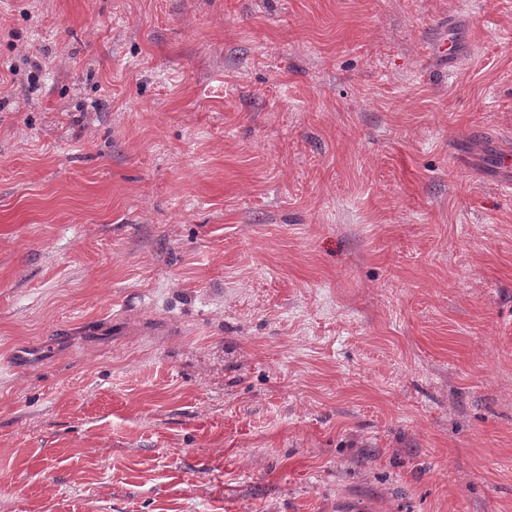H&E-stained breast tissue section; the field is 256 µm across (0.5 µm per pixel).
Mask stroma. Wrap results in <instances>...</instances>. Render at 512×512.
Wrapping results in <instances>:
<instances>
[{
  "label": "stroma",
  "mask_w": 512,
  "mask_h": 512,
  "mask_svg": "<svg viewBox=\"0 0 512 512\" xmlns=\"http://www.w3.org/2000/svg\"><path fill=\"white\" fill-rule=\"evenodd\" d=\"M508 149L512 0H0V512H512Z\"/></svg>",
  "instance_id": "stroma-1"
}]
</instances>
